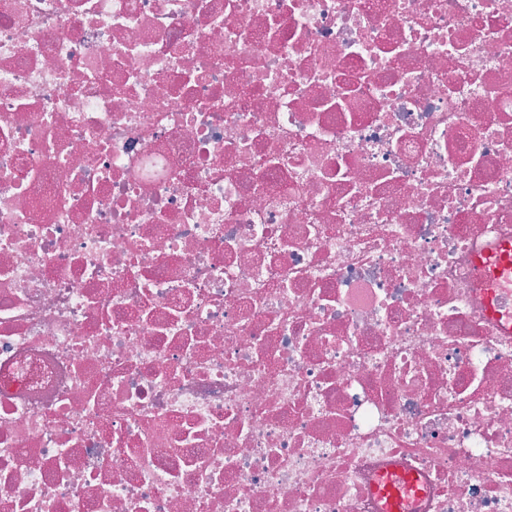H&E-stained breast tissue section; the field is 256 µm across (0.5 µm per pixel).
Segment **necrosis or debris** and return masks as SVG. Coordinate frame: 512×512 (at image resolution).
<instances>
[{
  "label": "necrosis or debris",
  "mask_w": 512,
  "mask_h": 512,
  "mask_svg": "<svg viewBox=\"0 0 512 512\" xmlns=\"http://www.w3.org/2000/svg\"><path fill=\"white\" fill-rule=\"evenodd\" d=\"M512 0H0V512H512Z\"/></svg>",
  "instance_id": "1"
}]
</instances>
